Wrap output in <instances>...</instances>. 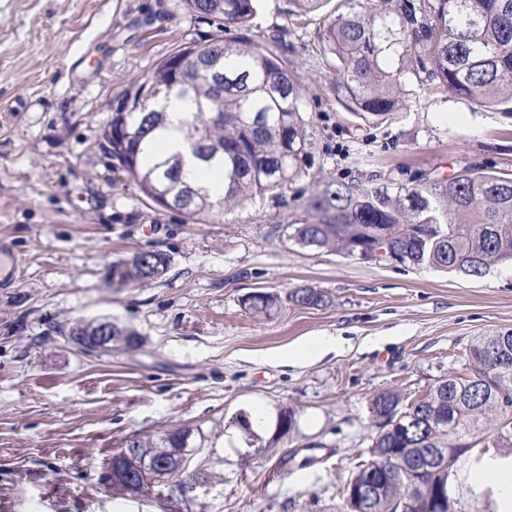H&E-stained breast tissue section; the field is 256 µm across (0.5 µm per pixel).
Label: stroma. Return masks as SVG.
I'll list each match as a JSON object with an SVG mask.
<instances>
[{
  "instance_id": "obj_1",
  "label": "stroma",
  "mask_w": 512,
  "mask_h": 512,
  "mask_svg": "<svg viewBox=\"0 0 512 512\" xmlns=\"http://www.w3.org/2000/svg\"><path fill=\"white\" fill-rule=\"evenodd\" d=\"M320 17L259 0L251 38L285 35L303 88L311 153L287 189L203 224L143 199L99 147L109 105L179 49L224 33L183 0H0V235L23 258L0 288V512H336L368 459L371 398H415L460 369L479 335L512 328V265L480 278L375 263L295 244L318 180L414 187L473 166L512 173V115L429 92L405 74L406 105L384 117L344 111L324 65ZM151 245L168 274L138 288L109 282L113 262ZM326 296L302 306L293 292ZM278 293L267 317L245 310ZM107 317L136 330L135 350L88 357L62 325ZM314 336L340 351L285 359ZM264 409L246 434L241 414ZM295 424L277 437L282 410ZM190 429L180 495L161 484L136 499L99 478L122 440ZM469 460L449 478L464 512H499ZM245 309L253 314L270 316L279 304V297L270 292H254L243 300Z\"/></svg>"
}]
</instances>
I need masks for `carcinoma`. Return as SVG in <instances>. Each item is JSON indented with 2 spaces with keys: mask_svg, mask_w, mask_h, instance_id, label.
I'll return each mask as SVG.
<instances>
[{
  "mask_svg": "<svg viewBox=\"0 0 512 512\" xmlns=\"http://www.w3.org/2000/svg\"><path fill=\"white\" fill-rule=\"evenodd\" d=\"M184 2L191 12L221 19L241 33L180 49L131 82L112 101V149L105 153L157 207L201 221L287 188L309 154L310 134L302 88L281 58L284 34L269 46L247 37L257 0ZM343 2L347 11L322 16L320 39L346 111L384 116L401 110L397 84L409 71L432 90L512 112V0ZM203 64L213 67L224 87L214 86ZM178 86L196 103L184 146L224 173L220 194L183 180L182 152H159L167 128L163 102ZM306 209L308 220L289 225L303 247L472 278L484 276L495 262H512L509 173L464 168L394 194L368 182L332 180L315 187ZM380 248L386 256H379ZM170 264L160 249L141 250L112 264L110 283L127 288L157 282ZM324 298L312 288L293 294L304 306H318ZM243 304L269 316L279 297L254 292ZM97 329L96 321L76 320L63 333L71 342ZM464 366L407 403L394 390L372 399L376 433L370 456L344 484L339 512H459L448 482L460 458L482 442L512 448V329L476 337ZM189 436L185 428L155 438L131 435L118 454H127L132 468L142 464L141 453L165 462L158 477L165 481L179 472Z\"/></svg>",
  "mask_w": 512,
  "mask_h": 512,
  "instance_id": "obj_1",
  "label": "carcinoma"
}]
</instances>
